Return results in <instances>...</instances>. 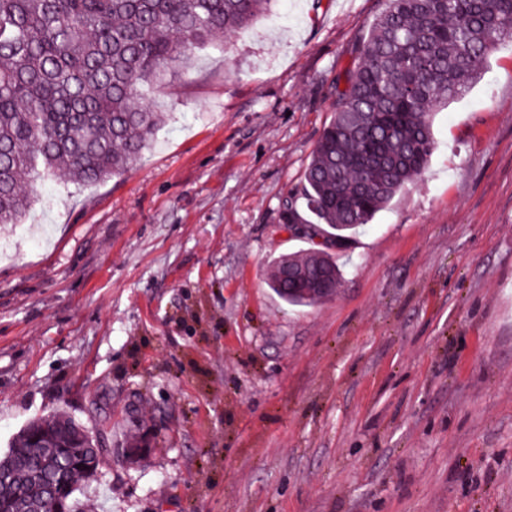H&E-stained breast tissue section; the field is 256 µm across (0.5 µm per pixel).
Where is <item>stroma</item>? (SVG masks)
<instances>
[{
    "label": "stroma",
    "instance_id": "stroma-1",
    "mask_svg": "<svg viewBox=\"0 0 512 512\" xmlns=\"http://www.w3.org/2000/svg\"><path fill=\"white\" fill-rule=\"evenodd\" d=\"M384 0H272L141 98L129 168L41 182L0 259V451L64 412L76 512H512V42L432 114L426 170L292 306L271 262ZM148 447L137 463L122 448Z\"/></svg>",
    "mask_w": 512,
    "mask_h": 512
}]
</instances>
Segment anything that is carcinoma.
Segmentation results:
<instances>
[{"mask_svg":"<svg viewBox=\"0 0 512 512\" xmlns=\"http://www.w3.org/2000/svg\"><path fill=\"white\" fill-rule=\"evenodd\" d=\"M270 0H0V224L18 223L38 181L65 170L77 183L124 171L163 115L140 87L217 36L250 23ZM512 39V0H385L336 74L335 113L312 152L285 224H326L332 238L363 230L434 150L430 111L461 95L496 46ZM288 304L308 300L271 283ZM101 446L64 413L31 421L0 454V508L41 512L97 474Z\"/></svg>","mask_w":512,"mask_h":512,"instance_id":"cac0c4a2","label":"carcinoma"}]
</instances>
